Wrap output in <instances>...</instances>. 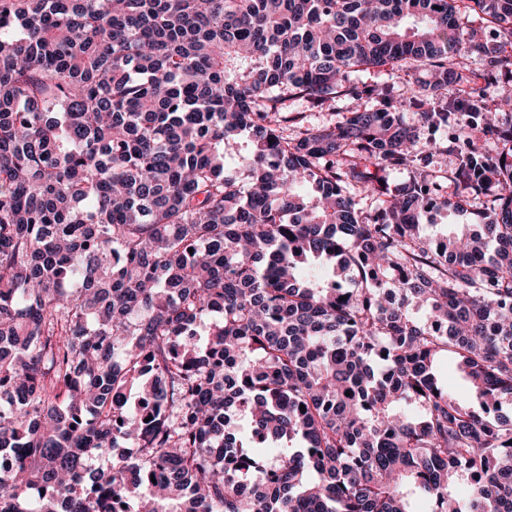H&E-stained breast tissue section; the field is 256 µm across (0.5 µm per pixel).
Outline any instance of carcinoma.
I'll use <instances>...</instances> for the list:
<instances>
[{
  "mask_svg": "<svg viewBox=\"0 0 512 512\" xmlns=\"http://www.w3.org/2000/svg\"><path fill=\"white\" fill-rule=\"evenodd\" d=\"M510 46L512 0H0V512H512ZM428 79V74L422 70L399 72L394 76L388 75L382 69L354 70L349 73V81L360 83V85L361 83H387L391 85L392 94L398 100L410 94L418 85ZM371 102H368L365 98L357 101L349 97L337 98L336 102H333L330 107H327L323 111L307 112L310 116V122L312 124H319L326 120H332L340 122L343 120L347 112H352L355 108L370 107Z\"/></svg>",
  "mask_w": 512,
  "mask_h": 512,
  "instance_id": "obj_1",
  "label": "carcinoma"
}]
</instances>
